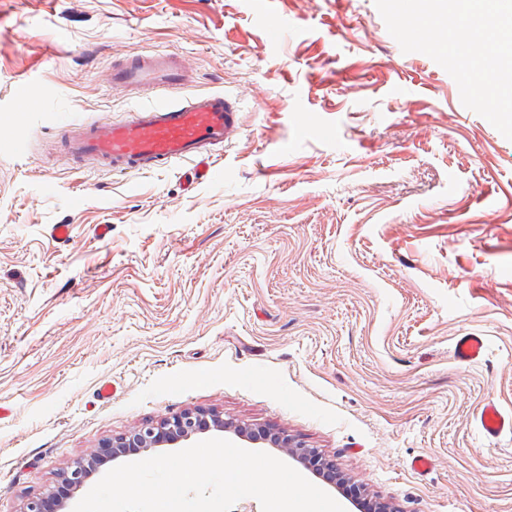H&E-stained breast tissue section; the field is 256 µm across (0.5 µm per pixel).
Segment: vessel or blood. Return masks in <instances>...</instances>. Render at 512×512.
<instances>
[{
  "label": "vessel or blood",
  "instance_id": "1",
  "mask_svg": "<svg viewBox=\"0 0 512 512\" xmlns=\"http://www.w3.org/2000/svg\"><path fill=\"white\" fill-rule=\"evenodd\" d=\"M190 80V73L176 55L138 54L135 61L113 71L112 84L131 93L157 90L160 98L138 107L128 119L82 126L69 135V152L118 173L188 160L195 164L196 179H219L220 172L204 149L223 145L233 136L238 128L239 107L221 93L184 101L167 98V91L180 89ZM485 350L483 337L468 334L457 340L454 357L474 363L482 359ZM476 426L490 439L512 434V412L485 405L476 417Z\"/></svg>",
  "mask_w": 512,
  "mask_h": 512
}]
</instances>
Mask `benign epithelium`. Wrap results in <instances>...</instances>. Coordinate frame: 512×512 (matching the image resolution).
<instances>
[{"mask_svg": "<svg viewBox=\"0 0 512 512\" xmlns=\"http://www.w3.org/2000/svg\"><path fill=\"white\" fill-rule=\"evenodd\" d=\"M211 427L231 432L240 439L264 441L305 465L309 464V460L319 458L318 452L283 431L271 432L263 428L235 425L224 421L222 415L215 410L187 409L155 423H145L126 435L104 441L95 451L66 468L60 474L61 484L56 489L43 496L29 498L23 512H64L67 500L84 486L89 473L112 459L126 455L127 449L147 451L177 444Z\"/></svg>", "mask_w": 512, "mask_h": 512, "instance_id": "1", "label": "benign epithelium"}]
</instances>
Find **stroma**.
<instances>
[{
    "instance_id": "stroma-1",
    "label": "stroma",
    "mask_w": 512,
    "mask_h": 512,
    "mask_svg": "<svg viewBox=\"0 0 512 512\" xmlns=\"http://www.w3.org/2000/svg\"><path fill=\"white\" fill-rule=\"evenodd\" d=\"M142 51L189 65L177 97L236 101L222 179L65 150L143 104L111 81ZM489 403L512 411V141L374 0H0V512L193 408L284 429L393 512H512ZM486 350L483 336H461L454 346V357L458 361L474 363L482 359ZM476 426L483 436L490 439L512 434V412H504L495 405L487 404L476 416Z\"/></svg>"
}]
</instances>
